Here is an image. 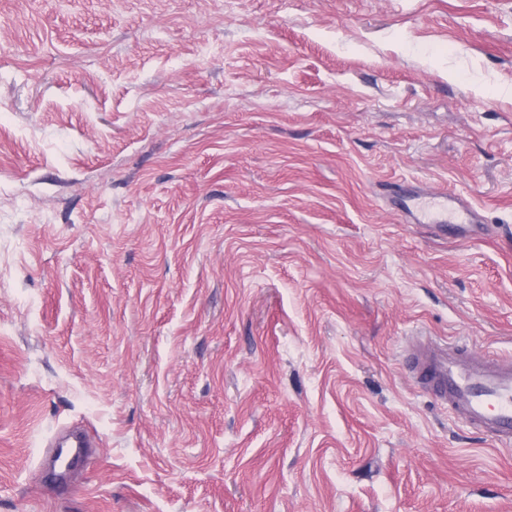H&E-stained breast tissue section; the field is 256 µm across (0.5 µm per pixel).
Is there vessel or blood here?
<instances>
[{
	"mask_svg": "<svg viewBox=\"0 0 512 512\" xmlns=\"http://www.w3.org/2000/svg\"><path fill=\"white\" fill-rule=\"evenodd\" d=\"M439 198V211L416 212L417 222L444 224L453 215L463 232L479 231L480 216L473 208L445 190ZM412 370L465 425L512 445V363L466 355L456 346L419 343L412 353Z\"/></svg>",
	"mask_w": 512,
	"mask_h": 512,
	"instance_id": "b4317fda",
	"label": "vessel or blood"
}]
</instances>
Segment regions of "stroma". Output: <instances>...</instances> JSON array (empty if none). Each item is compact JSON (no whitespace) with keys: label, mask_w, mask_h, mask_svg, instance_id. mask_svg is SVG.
Segmentation results:
<instances>
[{"label":"stroma","mask_w":512,"mask_h":512,"mask_svg":"<svg viewBox=\"0 0 512 512\" xmlns=\"http://www.w3.org/2000/svg\"><path fill=\"white\" fill-rule=\"evenodd\" d=\"M415 336L512 361V0H0V512H512ZM435 198L441 200L440 210L435 214H428L415 210V220L418 223L426 224H447L448 212L459 218L457 225L464 233L478 232L480 229V216L470 206L461 202L448 190L441 191Z\"/></svg>","instance_id":"35a3bbf8"}]
</instances>
